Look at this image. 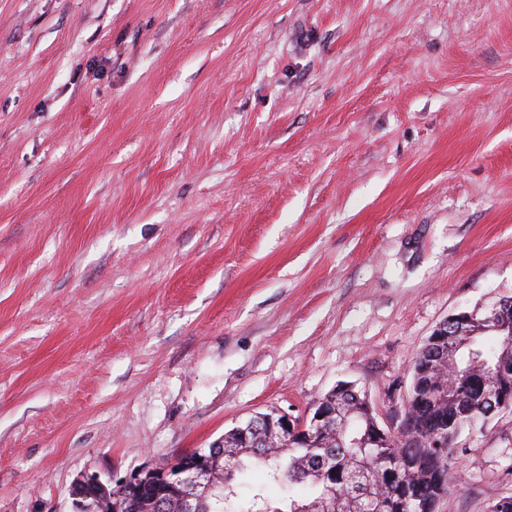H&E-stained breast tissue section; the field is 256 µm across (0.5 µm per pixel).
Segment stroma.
<instances>
[{"mask_svg":"<svg viewBox=\"0 0 512 512\" xmlns=\"http://www.w3.org/2000/svg\"><path fill=\"white\" fill-rule=\"evenodd\" d=\"M512 296V0H0V512L343 382L387 422ZM437 512L512 496V412Z\"/></svg>","mask_w":512,"mask_h":512,"instance_id":"35a3bbf8","label":"stroma"}]
</instances>
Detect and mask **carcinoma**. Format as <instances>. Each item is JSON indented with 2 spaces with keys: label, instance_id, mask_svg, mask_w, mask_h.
Returning a JSON list of instances; mask_svg holds the SVG:
<instances>
[{
  "label": "carcinoma",
  "instance_id": "carcinoma-1",
  "mask_svg": "<svg viewBox=\"0 0 512 512\" xmlns=\"http://www.w3.org/2000/svg\"><path fill=\"white\" fill-rule=\"evenodd\" d=\"M411 364L419 379L409 418L398 424L406 432L401 445L375 447L363 415L345 412L316 437L282 448L267 441L261 418L268 414L255 416L226 432L223 490L196 501L194 512H372L375 502L379 512H436L459 434L506 411L501 396L512 395V335L452 336L440 348L427 343ZM435 438L448 447H433ZM250 462L279 484L309 487L310 499L290 497L284 509L260 494L241 500L238 477Z\"/></svg>",
  "mask_w": 512,
  "mask_h": 512
}]
</instances>
